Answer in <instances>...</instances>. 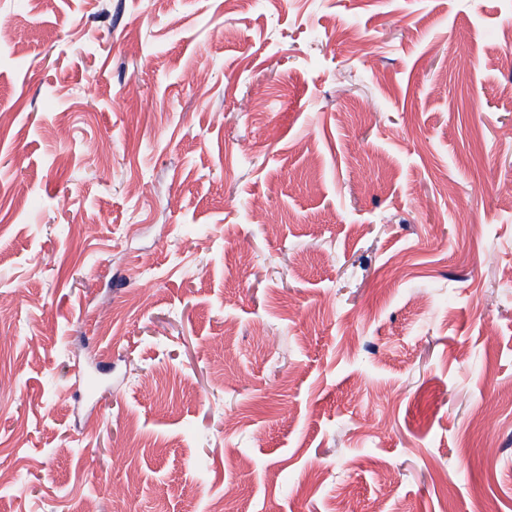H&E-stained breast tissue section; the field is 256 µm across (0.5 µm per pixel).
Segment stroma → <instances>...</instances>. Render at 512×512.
I'll return each mask as SVG.
<instances>
[{"instance_id":"stroma-1","label":"stroma","mask_w":512,"mask_h":512,"mask_svg":"<svg viewBox=\"0 0 512 512\" xmlns=\"http://www.w3.org/2000/svg\"><path fill=\"white\" fill-rule=\"evenodd\" d=\"M1 14L0 512H512V0Z\"/></svg>"}]
</instances>
